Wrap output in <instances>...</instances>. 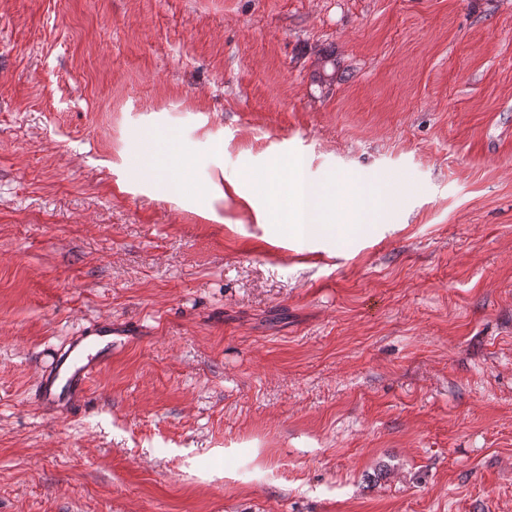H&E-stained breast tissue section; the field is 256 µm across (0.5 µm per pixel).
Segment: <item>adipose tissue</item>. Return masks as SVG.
<instances>
[{
  "mask_svg": "<svg viewBox=\"0 0 512 512\" xmlns=\"http://www.w3.org/2000/svg\"><path fill=\"white\" fill-rule=\"evenodd\" d=\"M195 166L193 152L176 132L148 123L140 128L137 143L123 154L120 169L125 183L182 204L208 221L223 223L216 204L224 198V187L212 179L193 180ZM175 170L180 173L176 179L171 176ZM384 205L385 195L380 189L359 192L348 185L325 187L317 193L315 203L291 214L280 230L287 236L342 240L369 230Z\"/></svg>",
  "mask_w": 512,
  "mask_h": 512,
  "instance_id": "1",
  "label": "adipose tissue"
}]
</instances>
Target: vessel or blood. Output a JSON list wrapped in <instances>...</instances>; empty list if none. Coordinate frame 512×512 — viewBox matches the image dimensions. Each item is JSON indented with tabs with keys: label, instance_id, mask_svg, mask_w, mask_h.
Segmentation results:
<instances>
[{
	"label": "vessel or blood",
	"instance_id": "1",
	"mask_svg": "<svg viewBox=\"0 0 512 512\" xmlns=\"http://www.w3.org/2000/svg\"><path fill=\"white\" fill-rule=\"evenodd\" d=\"M103 351H92L85 337L72 338L67 347L55 352L49 371L43 376L39 398L47 411L67 413L83 396L90 377L103 364Z\"/></svg>",
	"mask_w": 512,
	"mask_h": 512
}]
</instances>
